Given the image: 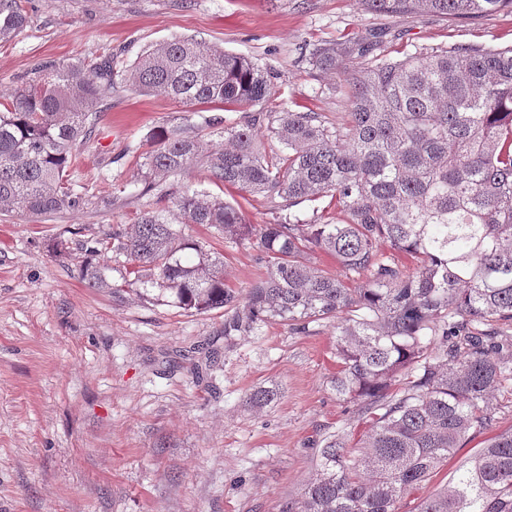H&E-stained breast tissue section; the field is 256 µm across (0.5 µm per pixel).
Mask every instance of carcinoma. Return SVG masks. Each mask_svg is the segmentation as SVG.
Returning a JSON list of instances; mask_svg holds the SVG:
<instances>
[{
    "label": "carcinoma",
    "instance_id": "cac0c4a2",
    "mask_svg": "<svg viewBox=\"0 0 512 512\" xmlns=\"http://www.w3.org/2000/svg\"><path fill=\"white\" fill-rule=\"evenodd\" d=\"M24 0H0V43L26 26ZM380 14L435 13L474 20L512 0H359ZM382 28L302 47V61L336 86L346 112H251L244 121L195 115L263 105L272 75L251 59L176 38L151 45L125 70L136 92L190 107L183 124L153 134L140 164L146 191L168 200L135 224H118L86 247L82 279L110 288L111 262L147 303L233 311L224 335L282 323L303 332L336 321L331 385L367 430L352 444L324 439L312 477L282 512H395L473 436L493 428L495 395L512 383V47H415L384 54ZM112 56L51 64L40 79L0 96V208L55 214L80 204L68 181L112 97ZM211 129L224 145L203 149L184 127ZM281 150H260V134ZM201 166L214 184L273 200L267 224L168 178ZM336 202V222L313 208ZM196 224L229 244L248 242L266 272L241 295L224 261L187 235ZM323 252L342 275L311 263ZM403 256L411 269L399 262ZM419 512H512V428L496 433Z\"/></svg>",
    "mask_w": 512,
    "mask_h": 512
}]
</instances>
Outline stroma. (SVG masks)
<instances>
[{
  "instance_id": "stroma-1",
  "label": "stroma",
  "mask_w": 512,
  "mask_h": 512,
  "mask_svg": "<svg viewBox=\"0 0 512 512\" xmlns=\"http://www.w3.org/2000/svg\"><path fill=\"white\" fill-rule=\"evenodd\" d=\"M28 23L0 44V95L38 78L49 63L110 54L133 63L149 45L191 36L274 71L270 110H344L336 76L313 72L298 48L368 28L403 31L385 50L512 45V12L478 20L383 15L359 0H28ZM184 108L161 94L112 91L97 135L69 172L79 207L35 216L0 211V512H281L311 477L315 441L363 430L331 387L338 366L332 324L300 333L273 323L225 333L230 314L140 301L92 288L79 265L100 231L163 209L144 192L139 162L153 132ZM264 224L271 203L209 184ZM189 234L224 257V279L245 291L262 275L253 245H228L205 228ZM64 251H57V242ZM218 359L206 363L204 348ZM276 390L262 408L257 389ZM485 441L478 434L397 512H418Z\"/></svg>"
}]
</instances>
